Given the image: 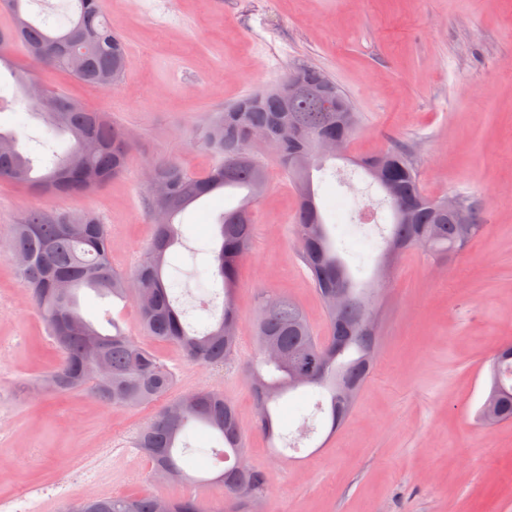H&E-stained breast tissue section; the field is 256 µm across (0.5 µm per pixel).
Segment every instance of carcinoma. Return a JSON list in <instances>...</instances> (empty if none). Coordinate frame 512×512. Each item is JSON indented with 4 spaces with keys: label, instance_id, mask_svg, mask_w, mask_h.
Instances as JSON below:
<instances>
[{
    "label": "carcinoma",
    "instance_id": "1",
    "mask_svg": "<svg viewBox=\"0 0 512 512\" xmlns=\"http://www.w3.org/2000/svg\"><path fill=\"white\" fill-rule=\"evenodd\" d=\"M30 0H0V9L11 19L22 17L25 25L15 31L17 39L0 35V65L8 64L9 52L20 44L27 52H50L44 70L68 74L93 85L103 72L122 77L127 66V48L108 22L103 0H60L53 10L54 20L38 21L26 9ZM87 35L84 72L77 74L70 58L53 48L72 34ZM307 72L321 83L334 87L339 102L349 98L319 69L302 66L290 73ZM30 80H40L39 71L21 67L14 71L11 96L24 94ZM55 110L45 112L28 104L26 116L42 118L47 142L51 143L50 164L38 175L22 151L20 141L27 124L11 132L0 131V181H7L35 194L86 195L124 172L133 150L132 134L110 122L101 112H92L71 98L49 93ZM330 112L318 111L316 98L302 94L283 108L275 96L262 99L254 112H220L202 129L199 140L217 162L199 175H191L174 161H161L148 174L166 184L159 197L150 189L149 210L167 212L166 220L154 222L146 257L129 275L112 266V241L106 225L90 213L79 215L29 211L14 225L6 250L0 255L10 260L25 290L38 308L46 329L60 352V364L45 379V387L58 393L85 391L113 407L135 408L167 396L174 384L173 372L140 337L125 330L120 321L104 316L112 328L108 333L84 317L79 293L90 289L101 297L136 300L138 316L146 338L175 345L183 357L213 371L224 368L237 350L241 316L234 301L236 274L248 253L253 222L246 218L255 189L265 185L266 164L256 145L246 140L250 128H264L272 136L269 148L292 179L298 208L295 228L300 256L310 272L321 300L341 286L348 292L345 306L325 305L328 317L326 336H314L299 307L286 297L265 298L259 305L255 325L253 360L247 367L252 386L257 424L274 438L272 405L286 393L299 388H317L316 410L328 414L331 431L351 414L355 401L343 395L339 384L361 390L376 360L378 333L367 326L374 317L372 302L376 288L360 287L348 263L343 260L318 203L311 171L296 172L293 163L302 149H312L311 136L327 126ZM390 163L376 175L370 159L357 163L362 173L383 193L379 207L390 224L385 238L386 255L399 257L410 247H427L448 256L461 249L483 231L474 207L466 205V224H454L436 205L424 204L404 219L399 199L425 200L418 174L403 148L385 151ZM227 189H244L240 205L226 210L217 221L219 248H209L212 262L194 269L193 295L197 308L207 314L198 329L186 323L187 310L178 305L171 248L185 240L175 219L199 200ZM491 383L477 412L486 423L512 422V344L499 348L491 363ZM199 424L216 438L224 458H233L232 469L219 471L212 480L221 483L231 504V512H246L259 504L267 484L262 472L244 461V434L234 406L216 387L190 391L162 404L138 432L134 447L148 458L153 472L162 479L196 482L185 464L186 452L216 453V448H192L193 426ZM161 495H114L89 500L91 512H159ZM170 512H211L196 496L173 499Z\"/></svg>",
    "mask_w": 512,
    "mask_h": 512
}]
</instances>
